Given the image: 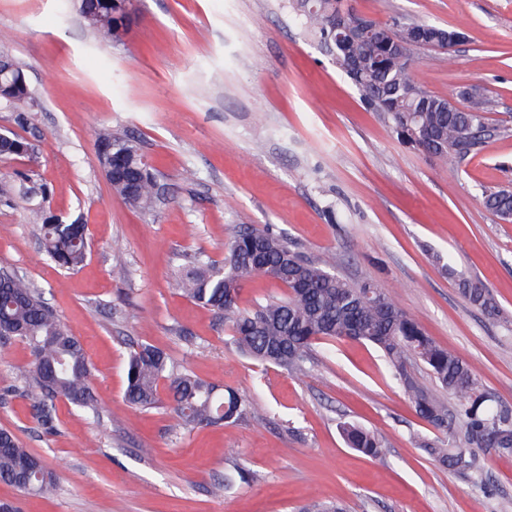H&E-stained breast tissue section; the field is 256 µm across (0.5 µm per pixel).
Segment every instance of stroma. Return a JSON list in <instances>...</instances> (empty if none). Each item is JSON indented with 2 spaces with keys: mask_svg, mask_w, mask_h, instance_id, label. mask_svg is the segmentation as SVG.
Returning <instances> with one entry per match:
<instances>
[{
  "mask_svg": "<svg viewBox=\"0 0 512 512\" xmlns=\"http://www.w3.org/2000/svg\"><path fill=\"white\" fill-rule=\"evenodd\" d=\"M352 5L388 24L466 33L451 55L415 49L412 74L440 97L470 86L494 99L486 143L454 165L402 143L286 0H132L126 31L108 44L79 0H0V51L32 93L25 123L0 104V133L34 148L0 161V269L39 288L81 340L100 411L95 420L56 399L45 432L21 396L28 346L0 345V428L59 480L51 499L0 483L16 512H295L314 500L347 512H512V450L475 449L466 471L427 456L415 441L437 432L381 351L342 340L315 345L300 374L262 365L174 286L177 265L200 252L223 259L237 231L268 226L312 258L336 255L341 278L375 282L512 409V222L482 204L512 189V0ZM103 127L139 142L162 188L152 208L113 194ZM38 205L86 224L79 269L47 259L27 220ZM446 263L495 296L499 318L459 294ZM141 343L251 397L261 414L188 431L168 406L130 407L124 367ZM346 422L385 437L382 459L346 446ZM236 466L251 480L213 496Z\"/></svg>",
  "mask_w": 512,
  "mask_h": 512,
  "instance_id": "stroma-1",
  "label": "stroma"
}]
</instances>
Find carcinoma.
Wrapping results in <instances>:
<instances>
[{
	"instance_id": "1",
	"label": "carcinoma",
	"mask_w": 512,
	"mask_h": 512,
	"mask_svg": "<svg viewBox=\"0 0 512 512\" xmlns=\"http://www.w3.org/2000/svg\"><path fill=\"white\" fill-rule=\"evenodd\" d=\"M340 0H289V7L307 36L329 55L336 68L355 86L361 102L383 116L401 138L438 159L456 162L482 144L479 133L488 127L487 114L495 101L484 96L465 97L464 109L430 93L414 80L413 52L401 53L403 30L395 24L366 20L367 33H350L340 16ZM80 10L102 43L119 39L129 21V0H81ZM425 38L420 46L436 44L451 31L421 23ZM23 106L30 90L14 82L0 85V100ZM99 143L112 147L109 182L112 191L133 208L152 207L156 179L137 142L105 130ZM484 206L501 219L512 215V193L505 190L484 196ZM30 220L40 226L45 255L57 267L74 270L86 260L89 242L83 224H60L39 207ZM331 256L311 259L282 237L265 228L250 227L228 242L223 261L200 252L188 267L177 269L175 284L195 304L211 311L229 331L230 343L244 356L261 363L301 373L314 345L322 340L351 339L371 344L384 355L399 385L416 412L448 441L420 439L430 457L450 469L472 466L471 447L512 448V409L499 405L481 379L458 354L438 344L420 322L372 282L353 284L335 273ZM460 293L490 315L498 306L479 282L452 267ZM258 277L285 289L280 297L241 308L243 284ZM20 340L32 360L19 370L26 383L24 398L32 417L46 429L53 427L54 401L65 398L80 410L99 416L91 385V365L81 341L48 306L41 293L24 277L0 273V342ZM423 363L436 383L457 401L462 426L452 427L448 407L425 390L410 367ZM167 381L172 413L180 426L194 429L235 422L256 413V403L231 388L221 390L179 367L161 350L142 344L132 350L126 367L125 400L134 408L151 409L161 403L160 381ZM341 432L348 447L363 455L382 458L384 439L374 431L345 424ZM238 468L214 484V493L236 480L249 481ZM0 482L38 496L57 492V478L40 456L22 447L13 433L0 430Z\"/></svg>"
}]
</instances>
